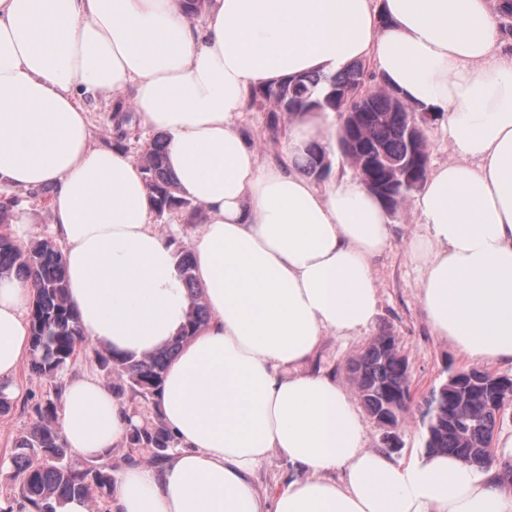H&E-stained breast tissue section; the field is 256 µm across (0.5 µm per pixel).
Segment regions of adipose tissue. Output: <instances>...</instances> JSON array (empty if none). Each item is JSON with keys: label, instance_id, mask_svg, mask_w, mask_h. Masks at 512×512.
<instances>
[{"label": "adipose tissue", "instance_id": "ef3b65f1", "mask_svg": "<svg viewBox=\"0 0 512 512\" xmlns=\"http://www.w3.org/2000/svg\"><path fill=\"white\" fill-rule=\"evenodd\" d=\"M497 0H0V190L49 189L69 299L92 343L163 349L192 299L158 231L139 161L95 142L87 103L131 111L166 139L179 197L200 204L194 276L208 320L154 401L176 441L126 469L109 512H512L496 467L449 454L403 463L364 446L345 387L311 361L325 335L367 328L390 213L358 178L316 186L294 159L332 118L290 127L262 160L239 124L262 84L374 60L405 101L446 118L458 160L435 169L407 245L436 336L467 360L512 364V36ZM34 291L0 279V393L19 394ZM136 419L92 374L69 381L60 432L87 458ZM305 473L274 495L270 451Z\"/></svg>", "mask_w": 512, "mask_h": 512}]
</instances>
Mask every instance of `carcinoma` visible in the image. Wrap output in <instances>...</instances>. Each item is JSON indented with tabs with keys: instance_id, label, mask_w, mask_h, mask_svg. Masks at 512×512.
<instances>
[{
	"instance_id": "cac0c4a2",
	"label": "carcinoma",
	"mask_w": 512,
	"mask_h": 512,
	"mask_svg": "<svg viewBox=\"0 0 512 512\" xmlns=\"http://www.w3.org/2000/svg\"><path fill=\"white\" fill-rule=\"evenodd\" d=\"M364 63H356L338 75L314 73L286 79L252 91L251 104L266 112V126L279 133L282 113L294 117L308 113L338 112L336 89L352 83L362 72ZM421 108L404 103L394 104L393 95L370 89L358 113L359 125L351 132L345 123L336 130V149L343 152L346 139L353 137L361 152L378 158L372 180L385 182L388 169L409 156L412 145L406 131ZM329 156L327 146L312 141L304 146L302 166L308 175L323 180L322 163ZM428 148L421 140L412 178L395 183V195L405 200L419 190L428 173ZM148 196L159 217L180 210L193 217L198 207L176 195L173 177L164 166V144L155 138L141 160ZM179 268L186 286L195 290L193 256L188 250L178 252ZM16 274L32 281L35 289L30 306V369L39 376H54L62 371L87 338L78 315L69 304L63 256L47 239L20 250L6 236H0V278ZM208 316L201 296H196L188 323L176 340L181 343L195 335ZM387 333L374 336L364 350L348 363V371L358 387L361 402L374 420L382 416L404 417L412 400L408 360L383 347ZM104 368L123 380L119 390L129 391L134 398L148 400L158 390L170 353L160 351L135 358L108 350L97 352ZM469 371L480 376L483 384L467 386L456 381L448 387L432 388L424 398L422 417L432 429L425 434L427 451L452 453L473 465H496L502 482L512 485V458H503L490 448L494 443L500 419L502 397L493 386V376L476 367ZM62 388L53 398L36 407L39 423L16 442L11 475L19 499L35 507L36 512H61L71 499L90 500L105 497L112 490V465L102 460L89 461L77 467L69 461V448L63 441L56 418L61 404ZM131 449L150 453L160 464L171 456L175 442L159 423L135 424L129 434Z\"/></svg>"
}]
</instances>
